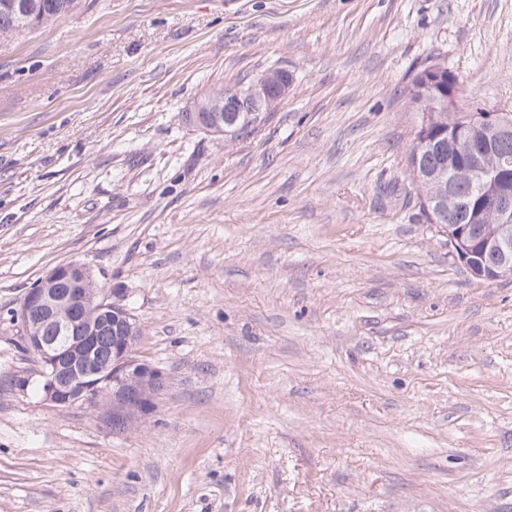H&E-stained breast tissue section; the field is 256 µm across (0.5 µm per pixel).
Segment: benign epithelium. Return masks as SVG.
<instances>
[{"instance_id": "1", "label": "benign epithelium", "mask_w": 512, "mask_h": 512, "mask_svg": "<svg viewBox=\"0 0 512 512\" xmlns=\"http://www.w3.org/2000/svg\"><path fill=\"white\" fill-rule=\"evenodd\" d=\"M288 74L272 68L259 78L236 86V102L226 104L224 92L198 97L187 123L222 136L224 124L249 123L273 112L288 92ZM512 137V114L476 109L448 128V153L464 165L484 192L493 227L476 238L469 227L455 223L460 203L454 167L433 171L428 179L448 193V248L482 280L512 278V157L491 156V147ZM23 349L36 357L41 390L56 406L102 405L104 420L128 426L155 409L164 375L135 356L142 335L136 317L97 285L92 272L76 261L60 263L30 288L13 314ZM110 343L102 358L101 340Z\"/></svg>"}]
</instances>
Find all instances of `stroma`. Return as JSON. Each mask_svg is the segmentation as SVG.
Listing matches in <instances>:
<instances>
[{
	"label": "stroma",
	"mask_w": 512,
	"mask_h": 512,
	"mask_svg": "<svg viewBox=\"0 0 512 512\" xmlns=\"http://www.w3.org/2000/svg\"><path fill=\"white\" fill-rule=\"evenodd\" d=\"M0 36V512H512V279L406 167L414 75L512 112V0H82ZM288 72L234 141L205 92ZM86 265L142 327L115 430L16 381L10 318Z\"/></svg>",
	"instance_id": "1"
}]
</instances>
